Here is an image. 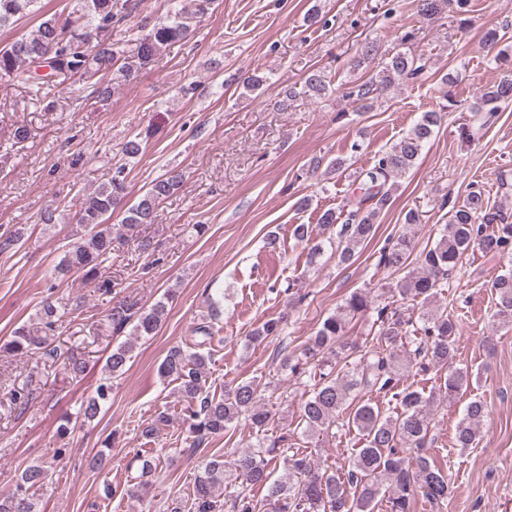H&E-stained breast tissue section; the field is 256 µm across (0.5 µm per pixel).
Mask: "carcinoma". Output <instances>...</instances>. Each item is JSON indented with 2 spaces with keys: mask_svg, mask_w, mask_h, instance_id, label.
I'll use <instances>...</instances> for the list:
<instances>
[{
  "mask_svg": "<svg viewBox=\"0 0 512 512\" xmlns=\"http://www.w3.org/2000/svg\"><path fill=\"white\" fill-rule=\"evenodd\" d=\"M159 21L144 25L133 37L134 47L118 51L112 42V26L125 19L132 9L130 0H72L71 11L54 13L41 19L35 29L0 49V80L26 77L32 90L40 93L43 83L28 76L30 68L47 64L56 77L93 83L97 96L106 98L116 86L138 78L161 49L190 39L193 34L188 12L180 0ZM38 0H0V28L28 15H36ZM454 5L456 13L469 12V0H416V13L430 20ZM93 37V49L85 47ZM380 45L364 40L356 50L355 68L378 62L372 77L347 87L344 97L355 111L366 110L380 92L399 81L418 78L426 61L412 50H399L379 56ZM502 69L501 76L483 88L470 111L487 124L505 104L512 102V55L503 48L493 57ZM332 74L312 69L303 78L308 96L323 99L332 93ZM437 111L422 113L417 122L389 148L380 151L365 177L359 193L348 200L347 213L323 211L318 225L336 232L334 255L340 264L352 262L359 248L375 232V221L391 202L395 179L409 171L440 123ZM184 174L172 168L153 181L151 187L125 211L120 231L109 224L112 214L127 196L126 166L115 168L107 182L89 192L76 193L71 237L60 261L49 272L52 281L72 273L90 276L112 256L114 243L134 237L143 224H152L161 202L183 183ZM26 226L16 224L0 233V254L16 249L25 239ZM487 254L512 256V224L492 211L483 191L473 189L453 208L439 239L413 255L411 237L402 233L381 248L378 265L399 272L415 257L416 269L386 289L393 300L376 304L369 289L351 292L310 336L299 352H281L280 370L288 372L306 386L301 402L300 424L303 433L318 437L334 427L341 433L356 432L347 465L322 470L312 453L285 445L288 438L270 434L277 412L265 403L263 392L272 381L256 376L224 386V393L210 392L208 380L213 361L214 327L199 324L192 330L191 342L171 347L159 366V375L176 383L175 390L185 403L182 423L195 448L212 435L243 426L249 441L224 460L215 456L201 466L187 497L167 503L166 512H224L220 490L227 482L242 480L247 487L266 489L264 498L244 491L230 500L229 512H413L422 501L430 512H441L448 502V468L428 454L436 443L434 410L468 390L472 373L456 366L459 339L457 321L448 309L437 305V298L449 287L448 280L473 246ZM497 296L494 324L512 328V272L492 283ZM420 305L417 316L398 301ZM67 303L49 294L37 314L38 328L21 326L14 330L5 349L23 356L42 349L50 358L59 357L51 346V333L58 328ZM162 300L146 307L132 294L112 300L107 320L112 330L122 332L132 326L131 335L153 336L165 315ZM372 322L371 344L355 347L348 342L349 326L369 312ZM283 337L282 319L270 318L248 335V343L261 344ZM131 346L120 344L106 359L109 377L101 380L95 393L81 402L78 414L94 419L111 400L112 379L125 372ZM441 373L439 385L427 392L408 383L413 370ZM378 394L392 403L388 411L372 401ZM487 406L473 397L465 406L456 426L457 448H471L478 441ZM63 449L51 459L29 465L15 490L0 496V512H36L37 491L46 484L50 472L59 465ZM280 461L282 468L273 477L270 464Z\"/></svg>",
  "mask_w": 512,
  "mask_h": 512,
  "instance_id": "cac0c4a2",
  "label": "carcinoma"
}]
</instances>
